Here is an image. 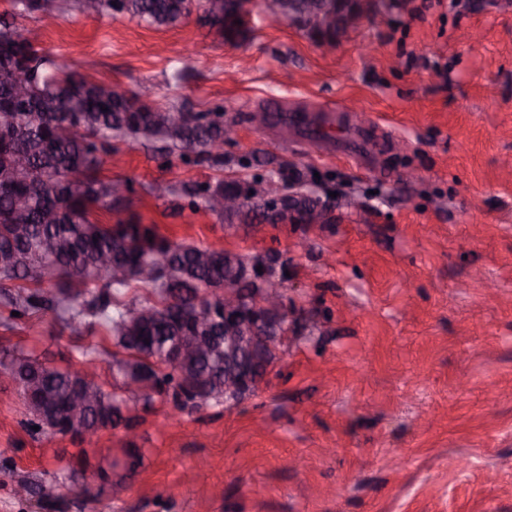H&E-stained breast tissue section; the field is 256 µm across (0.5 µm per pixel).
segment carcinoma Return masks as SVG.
Wrapping results in <instances>:
<instances>
[{
  "label": "carcinoma",
  "instance_id": "obj_1",
  "mask_svg": "<svg viewBox=\"0 0 512 512\" xmlns=\"http://www.w3.org/2000/svg\"><path fill=\"white\" fill-rule=\"evenodd\" d=\"M241 9L242 0H119L118 6V12L157 28L200 11L205 24L226 39L240 33ZM51 66L53 61L27 42L21 27L0 20V99L15 68L31 73L36 97L24 112H0V126H19L14 143L0 144V305L19 313L8 315L13 322L53 311L64 327L81 335L104 329L126 354L115 360L122 385L131 381L141 387L126 396L109 392L85 370L57 369L21 350L1 358L0 368L22 381L18 391L28 411L50 400L59 426L76 434L132 425L137 416H122L127 402L149 407L156 395L172 398L182 411L224 402V342L216 340L202 355L177 364L166 351L174 336L224 335L223 322L200 325L198 319L234 269L226 250L173 243L152 225H104L93 218L94 206L110 211L114 201L116 182L96 176L104 145L114 138H157L170 152L192 150L220 164L223 153L215 150V142L224 140V113L153 107L132 92L59 68L52 72ZM16 152L26 156L33 180L16 177ZM198 194L210 211L211 199L235 196L238 188L219 181ZM19 196L28 201L21 233L9 221ZM263 201L254 194L250 203L217 215L242 224L258 217L293 224L318 211L321 223H328L327 208L316 197H293L275 216L260 213ZM105 255L112 259L110 268L101 264ZM149 260L167 266L169 273L143 281L139 269ZM133 284L151 289L161 301H122V290ZM82 293L90 299L79 303ZM30 383L39 390L34 399L26 392ZM86 390L96 391L98 399L75 426L66 416L67 404Z\"/></svg>",
  "mask_w": 512,
  "mask_h": 512
}]
</instances>
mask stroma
<instances>
[{
    "mask_svg": "<svg viewBox=\"0 0 512 512\" xmlns=\"http://www.w3.org/2000/svg\"><path fill=\"white\" fill-rule=\"evenodd\" d=\"M43 2L18 19L40 52L146 103L222 108L237 130L219 165L114 139L99 174L128 193L100 222L279 257L304 319L238 405L158 397L93 445L32 431L0 382V512H512V0H395L335 46L259 5L228 43L194 15L157 29ZM294 107L376 126L372 157L255 120ZM230 179L297 180L333 221L229 230L182 191ZM1 348L114 384L102 330L73 336L48 314L0 327ZM107 453L118 492L95 473ZM21 480L41 494L18 496Z\"/></svg>",
    "mask_w": 512,
    "mask_h": 512,
    "instance_id": "35a3bbf8",
    "label": "stroma"
}]
</instances>
